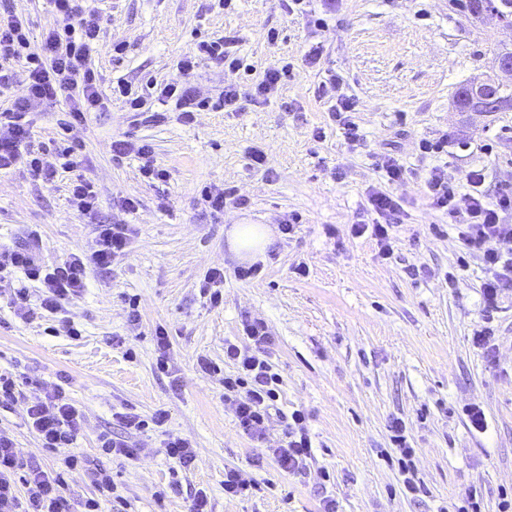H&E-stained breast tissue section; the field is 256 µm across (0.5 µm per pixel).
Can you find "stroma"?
Returning a JSON list of instances; mask_svg holds the SVG:
<instances>
[{
    "instance_id": "stroma-1",
    "label": "stroma",
    "mask_w": 512,
    "mask_h": 512,
    "mask_svg": "<svg viewBox=\"0 0 512 512\" xmlns=\"http://www.w3.org/2000/svg\"><path fill=\"white\" fill-rule=\"evenodd\" d=\"M104 16L91 65L100 77L103 109L63 132L57 114L65 101L34 114L31 145L57 167L46 181L23 168L0 171V247L21 242L29 230L42 237L46 262L80 250L98 224H126L130 251L110 269L88 273L87 288L71 308L78 335L54 334L42 318L18 317L10 300L20 279L0 286V371L29 381L11 408L0 409V433L44 470H58L67 452L87 468L70 472L64 493L80 501L96 496L90 469L103 467L121 502L102 512H187L205 491L211 512H449L466 490H477L482 512H499L512 493V287L485 313L480 260L459 265L457 233L424 198L429 170L447 166L458 187L474 167L484 169L483 190L495 196L512 184V110L456 112L457 89L491 72L501 36L494 20L479 23L453 0H311L310 17L290 14L285 0H83ZM236 37V55L253 75L225 71L202 60L193 84L200 97H216L225 83L251 88L254 75L285 68L276 93L241 99L235 112L205 110L184 121L167 110L152 122L128 111L114 87L151 91L175 79L178 62L201 41ZM319 65L302 63L314 43ZM343 80L352 119L364 141L352 147L328 118L319 86L328 74ZM447 137L438 154L423 142ZM126 139L152 148L166 172L149 180L136 155L115 157L112 142ZM82 150L77 170L60 169L58 152L70 142ZM267 156L251 164L252 150ZM389 152L406 173L388 184L377 155ZM90 178L96 211L72 210L69 185ZM228 189L223 213L213 214L203 187ZM388 187L404 208L393 230V255L382 259L370 235L350 226L368 219L370 187ZM134 199L135 210L118 202ZM292 234L280 226L291 215ZM262 224L273 236L258 258L260 275L242 281L227 231ZM335 236H328V229ZM306 267L299 275L297 267ZM212 268L224 272L223 302L211 305L200 283ZM456 284H449V273ZM136 299L140 324L128 323ZM264 321L273 337L268 361L281 379L278 413L265 441L239 431L224 400L225 341L241 340L245 318ZM494 330L495 355L474 340L481 325ZM164 326L170 365L156 367L153 332ZM123 344H115V337ZM221 368L208 376L199 358ZM86 416L73 450L41 447L27 426L28 406L61 378ZM479 404L487 428H472L462 408ZM168 418L130 441L138 458L106 457L98 437L118 431L113 412ZM307 413L313 458L299 473L282 472L266 451L284 441L282 418ZM407 424L414 449V478L425 492L407 493L393 464L388 424ZM189 439L196 457L183 467L163 448L168 436ZM239 469L262 490L250 497L224 494V471Z\"/></svg>"
}]
</instances>
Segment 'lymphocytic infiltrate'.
Returning <instances> with one entry per match:
<instances>
[{"label":"lymphocytic infiltrate","instance_id":"obj_1","mask_svg":"<svg viewBox=\"0 0 512 512\" xmlns=\"http://www.w3.org/2000/svg\"><path fill=\"white\" fill-rule=\"evenodd\" d=\"M58 19L56 27L43 35L40 51H33L29 32L15 15H0V84L8 83L6 63L26 58L29 75L23 89L13 96L8 108L0 111L5 119L6 135H0V170L24 166L32 175L51 178L53 171L43 161L26 152L24 144L30 136L28 114L41 111L58 96H66L69 108L58 118L65 130L81 124L88 111L101 102L98 75L90 65V56L97 41L103 17L95 10H84L80 0H49ZM229 37L200 42L198 54L181 59L179 78L160 85L156 90L159 101L175 103L185 120H192L203 105L188 81L198 58L223 61L225 68L236 71L239 58L229 55ZM484 170L475 168L466 175V191L453 188L447 167L431 169L426 180V199L430 208L446 215L457 229V242L466 254L478 257L489 272L481 285L485 311L496 309L505 284H512V256L499 250L502 241H512V185L499 188L494 199H487L482 187ZM368 205L374 215L372 224L353 225L354 234H370L379 246L381 258L393 252L392 228L403 211L399 198L387 190L371 188ZM130 246V229L125 224L98 225L90 244L54 266L41 265L33 250L26 245L0 248V280L19 272L40 288V304L30 307L28 289L19 288L13 303L17 315L25 320L40 316L57 321L67 335L77 329L69 315V307L86 287L90 267H108L124 256ZM243 332L247 346L229 342L224 357L237 369V375L224 380V400L230 403L238 427L251 439L265 440L271 411L278 397L279 376L264 351L272 338L266 325L259 320L245 322ZM28 422L37 433L42 447L65 448L75 441L84 420L82 410L75 406L63 385H55L45 399L27 410ZM123 428L119 435H102V450L109 455L132 459L138 451L127 437L143 432L148 425L162 426L165 412H156L146 421L133 413L117 416ZM269 455L285 472L302 470L312 456V440L302 411H294L286 425L285 444L270 449ZM63 472L49 475L32 457H22L14 442L0 435V512H99L100 504L90 498L72 506L64 496Z\"/></svg>","mask_w":512,"mask_h":512}]
</instances>
